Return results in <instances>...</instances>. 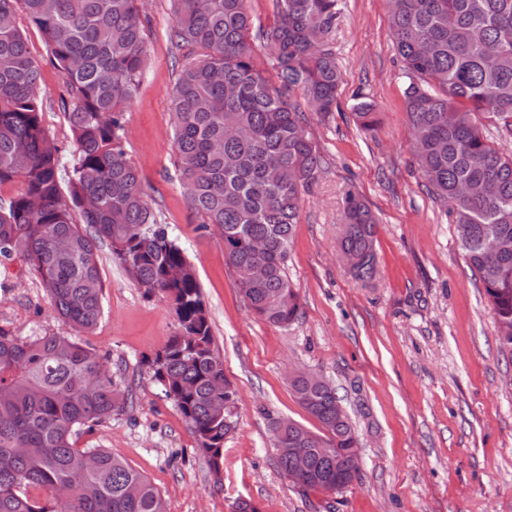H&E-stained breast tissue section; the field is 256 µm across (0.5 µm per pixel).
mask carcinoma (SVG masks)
I'll return each mask as SVG.
<instances>
[{
    "mask_svg": "<svg viewBox=\"0 0 512 512\" xmlns=\"http://www.w3.org/2000/svg\"><path fill=\"white\" fill-rule=\"evenodd\" d=\"M140 0H0V187L18 185L0 204V264L23 255L57 315L87 333L103 314L98 243L129 279L168 299L178 330L146 363L191 427L212 473L234 432L238 395L216 351L209 308L184 250L145 199L143 176L125 150L123 114L146 70L147 19ZM21 5L70 92L67 118L76 159L62 187L61 156L43 123L39 65L14 21ZM342 0H275L265 32L269 79L256 63L249 0H174L171 43L184 52L172 101L174 165L200 228L224 237V261L243 300L279 326L298 320L288 256L303 197L322 158L300 104L328 116L338 108L342 73L330 36ZM390 28L402 59L404 106L430 194L447 198L459 245L477 272L512 353V153L486 135L512 137V0H390ZM365 128L375 107L356 105ZM79 213L82 223L74 220ZM378 219L361 196L343 198L340 248L354 274L377 272ZM264 251L254 253L250 242ZM261 265L265 276L249 270ZM290 385L323 428L294 420L282 428L277 462L301 467L303 491L336 486V458L356 433L336 388L306 372ZM129 390L108 359L76 338L19 340L0 331V512H167L158 490L104 448L77 437L121 413ZM303 463L287 448H316ZM49 496L41 501L40 494Z\"/></svg>",
    "mask_w": 512,
    "mask_h": 512,
    "instance_id": "carcinoma-1",
    "label": "carcinoma"
}]
</instances>
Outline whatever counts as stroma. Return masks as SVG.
<instances>
[{
    "label": "stroma",
    "mask_w": 512,
    "mask_h": 512,
    "mask_svg": "<svg viewBox=\"0 0 512 512\" xmlns=\"http://www.w3.org/2000/svg\"><path fill=\"white\" fill-rule=\"evenodd\" d=\"M142 10L150 19L148 64L125 111V149L149 205L196 270L224 373L239 393L237 427L214 475L144 368L176 331V317L161 294L133 284L103 244V316L79 337L109 357L132 402L83 434L79 447L107 449L147 476L168 512H231L239 498L261 512H512V354L499 347L484 290L410 147L388 0H345L332 36L343 76L339 106L326 118L305 114L324 164L288 258L302 314L285 327L249 310L224 263L223 239L199 229L188 207L172 164L171 100L184 62L169 40L175 16L171 0H143ZM16 24L40 65L44 123L71 167L64 79L24 12ZM363 99L376 106L375 130L357 122L354 106ZM349 186L379 219L378 275L370 282L356 279L336 248ZM0 331L22 340L75 334L20 256L0 265ZM295 371L335 384L356 429L361 471L342 492L304 493L277 465L271 419L318 427L292 394Z\"/></svg>",
    "instance_id": "stroma-1"
}]
</instances>
